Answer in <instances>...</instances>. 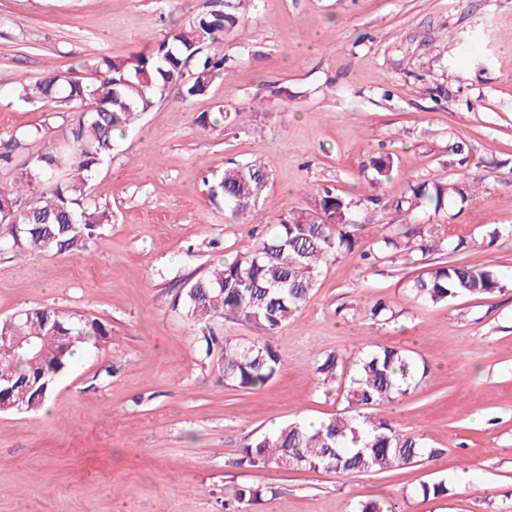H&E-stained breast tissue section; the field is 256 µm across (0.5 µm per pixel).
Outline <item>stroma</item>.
<instances>
[{"mask_svg":"<svg viewBox=\"0 0 512 512\" xmlns=\"http://www.w3.org/2000/svg\"><path fill=\"white\" fill-rule=\"evenodd\" d=\"M210 0H0V144L76 120L70 107L26 105L21 82L51 72L91 81V60L128 57L187 24ZM245 25L225 34L227 67L208 92L180 86L126 130L90 197L112 221L90 253L0 251V319L37 305L70 308L109 335L73 359L48 410L0 414V512H224L236 488L261 491L247 512H354L380 498L394 512H512V0H238ZM243 121L201 127L200 114ZM392 155L389 180L367 163ZM266 163L254 208L230 218L211 199L216 173ZM457 181L467 201L409 215L410 185ZM379 207L358 252L328 261L306 304L269 340L282 356L266 385L223 379L202 340L260 337L233 316L197 324L174 302L187 283L317 189ZM419 224L460 251L378 252L383 225ZM444 262L502 273L484 299L436 306L409 293ZM386 320L369 315L376 302ZM404 350L427 375L380 418L419 433L431 462L344 475L237 465L248 439L298 419L344 413L340 388L314 371L362 345ZM447 479L440 498L416 493Z\"/></svg>","mask_w":512,"mask_h":512,"instance_id":"1","label":"stroma"}]
</instances>
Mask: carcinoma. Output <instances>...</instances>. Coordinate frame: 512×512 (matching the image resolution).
I'll list each match as a JSON object with an SVG mask.
<instances>
[{
    "label": "carcinoma",
    "instance_id": "carcinoma-1",
    "mask_svg": "<svg viewBox=\"0 0 512 512\" xmlns=\"http://www.w3.org/2000/svg\"><path fill=\"white\" fill-rule=\"evenodd\" d=\"M242 26L237 5H222L199 13L187 26L169 30L151 50L129 58L101 57L94 66L100 77L93 82L72 81L62 72H52L33 83L17 86L15 97L23 104L51 100L65 105L89 107L69 125L48 150L35 156L10 190L0 188V224L11 227L12 241L0 248L23 244L45 255L84 252L101 237L102 225L111 222L105 208L88 197L94 170L112 157L116 138L154 104L166 97L178 76L177 67L190 62L192 78L183 84L184 97L204 94L212 79L225 69L221 47L224 33ZM373 181L388 179L393 159L380 155L371 160ZM269 183L262 163L224 168L213 182L211 193H222L224 209L238 216L255 205ZM470 188L457 182L423 183L410 187L406 212L426 205L439 210L444 199L465 200ZM374 194L347 197L330 189L317 192L315 209L334 224H315L309 215L290 213L270 225L260 239L238 250L236 256L218 264L184 291L182 310L186 318L201 322L232 314L254 327L273 334L306 302L323 264L359 247L356 230L361 216L377 207ZM417 250L426 254L449 248L422 230ZM403 235L391 230L383 235L379 249L394 254L402 248ZM500 275L491 270L454 263L436 266L411 284L413 298L424 305L457 299H480L500 290ZM109 336L105 325L59 307L40 306L0 319V413L36 411L48 402L56 378L69 367L75 352ZM217 352L224 381L241 389H257L274 378L282 357L268 340L232 343L216 336L206 339V355ZM341 365L330 354L314 366L317 375L336 377ZM425 376L406 352L370 345L358 351L345 369L341 397L355 415L334 416L317 425L293 422L258 435L245 445L239 464L251 467L276 465L281 458L309 471L332 470L343 474L386 472L409 467L434 457L424 438L376 419L368 413L405 396ZM424 497L448 495L444 479L420 485ZM260 490L248 486L234 491V502L224 503L225 512H238L260 500Z\"/></svg>",
    "mask_w": 512,
    "mask_h": 512
}]
</instances>
